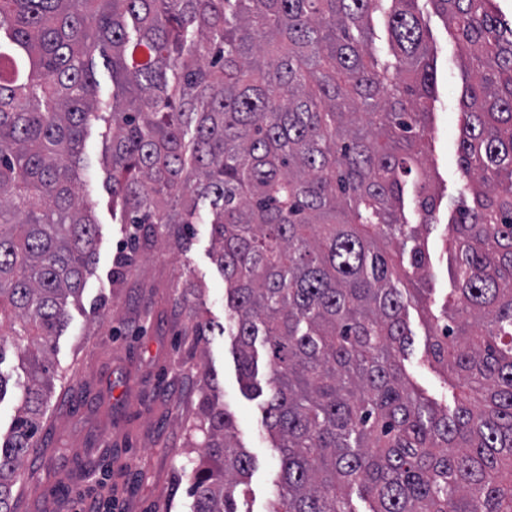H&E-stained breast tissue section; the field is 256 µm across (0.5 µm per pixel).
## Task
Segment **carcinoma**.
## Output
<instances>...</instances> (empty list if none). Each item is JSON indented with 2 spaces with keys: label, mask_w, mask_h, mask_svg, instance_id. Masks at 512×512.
Here are the masks:
<instances>
[{
  "label": "carcinoma",
  "mask_w": 512,
  "mask_h": 512,
  "mask_svg": "<svg viewBox=\"0 0 512 512\" xmlns=\"http://www.w3.org/2000/svg\"><path fill=\"white\" fill-rule=\"evenodd\" d=\"M419 0H0V512L34 448L54 341L96 253L84 135L138 249L212 226L245 389L257 346L280 471L268 512H512V28L495 0H424L469 50L448 221L455 288L425 344L453 405L404 361L442 195L423 170L436 68ZM386 18L389 57L374 46ZM112 75L97 97L96 57ZM192 512H241L254 458L203 397ZM365 503L352 504L351 490Z\"/></svg>",
  "instance_id": "1"
}]
</instances>
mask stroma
I'll return each mask as SVG.
<instances>
[{"label":"stroma","mask_w":512,"mask_h":512,"mask_svg":"<svg viewBox=\"0 0 512 512\" xmlns=\"http://www.w3.org/2000/svg\"><path fill=\"white\" fill-rule=\"evenodd\" d=\"M426 44L436 61L438 87L428 129L424 169L445 194L426 235L432 254L423 310L411 311L414 333L406 369L428 395L445 397L422 360L429 319L452 287L446 251L448 217L464 177L458 164L464 72L468 53L448 35L442 18L427 15ZM102 137L90 127L83 155L89 163L88 199L97 220V254L70 322L54 343L55 375L39 436L13 488L14 512H79L98 496L112 512H192V464L202 433H190L206 387L237 420L238 437L255 468L241 495L243 512H268L279 454L263 425V398L240 384L230 336L200 342L194 317L224 323V280L212 258L211 227L194 224L186 249L159 246L142 253L123 282L112 269L128 240L112 215L103 186Z\"/></svg>","instance_id":"obj_1"}]
</instances>
